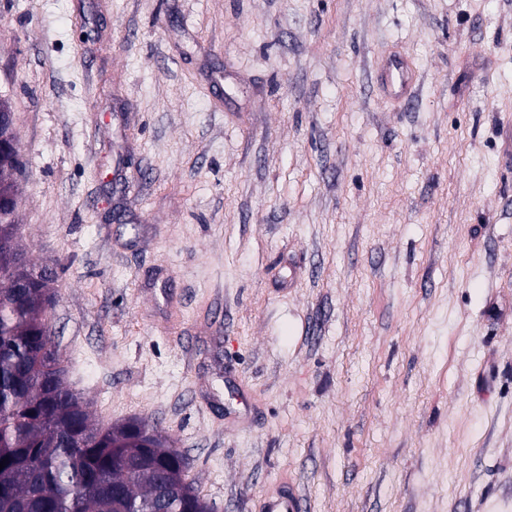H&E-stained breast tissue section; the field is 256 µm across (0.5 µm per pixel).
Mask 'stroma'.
<instances>
[{
    "label": "stroma",
    "mask_w": 512,
    "mask_h": 512,
    "mask_svg": "<svg viewBox=\"0 0 512 512\" xmlns=\"http://www.w3.org/2000/svg\"><path fill=\"white\" fill-rule=\"evenodd\" d=\"M0 100L100 427L214 512H512V0H0ZM385 66L391 95L407 101L415 82L416 70L408 61L395 55L386 60ZM263 512H302L301 500L288 482V476H282L277 487L268 492L262 502Z\"/></svg>",
    "instance_id": "35a3bbf8"
}]
</instances>
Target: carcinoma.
Listing matches in <instances>:
<instances>
[{"mask_svg": "<svg viewBox=\"0 0 512 512\" xmlns=\"http://www.w3.org/2000/svg\"><path fill=\"white\" fill-rule=\"evenodd\" d=\"M0 245V512H134L155 499L166 477L172 512H213L183 481L184 455L168 446L160 427L131 419L117 428H92L86 405L53 368L51 304L46 279Z\"/></svg>", "mask_w": 512, "mask_h": 512, "instance_id": "cac0c4a2", "label": "carcinoma"}]
</instances>
